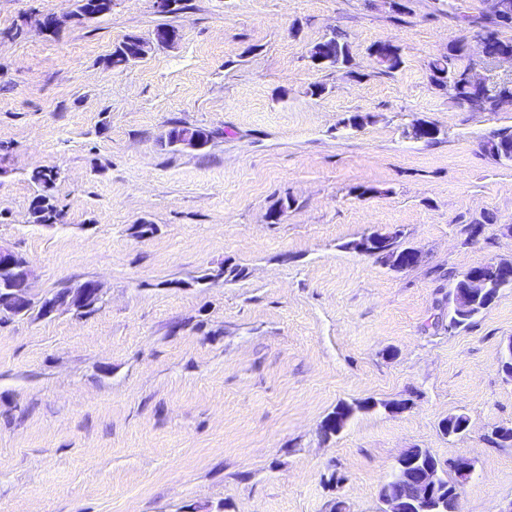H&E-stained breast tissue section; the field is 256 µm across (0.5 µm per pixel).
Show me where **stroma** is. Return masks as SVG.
I'll use <instances>...</instances> for the list:
<instances>
[{"instance_id":"obj_1","label":"stroma","mask_w":512,"mask_h":512,"mask_svg":"<svg viewBox=\"0 0 512 512\" xmlns=\"http://www.w3.org/2000/svg\"><path fill=\"white\" fill-rule=\"evenodd\" d=\"M114 0L52 34L73 0H0V244L32 294L94 279L103 301L0 321V512H379L399 455L474 471L461 512L512 500V288L448 326L457 276L512 259V163L481 144L512 111L452 100L429 64L485 0ZM170 46L109 66L161 23ZM342 31L352 62L308 51ZM399 48L386 73L372 45ZM366 116L359 128L345 126ZM416 119L439 140L406 135ZM218 131L205 150L172 122ZM36 167L58 170L62 223H30ZM484 221L480 236L464 228ZM153 226L138 236L140 222ZM398 227L423 262L393 272L349 241ZM245 275L224 281L221 268ZM405 399L399 414L385 402ZM372 402L337 436L341 403ZM469 420L446 437L440 421ZM88 4L87 16H80L79 14L69 11L62 16H49L39 20L40 28L45 32H55L59 30L67 21L89 19L92 17L100 16L112 11V0H92L84 1Z\"/></svg>"}]
</instances>
